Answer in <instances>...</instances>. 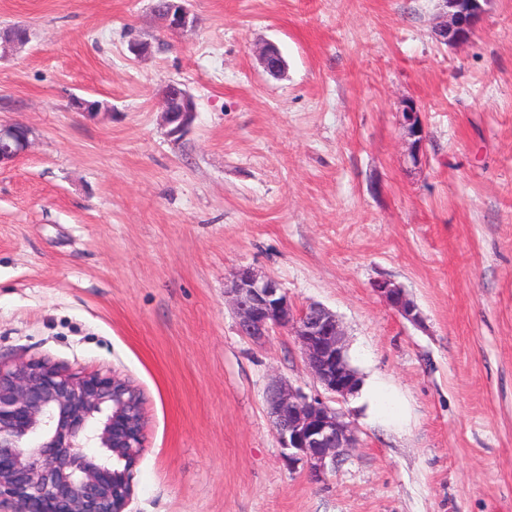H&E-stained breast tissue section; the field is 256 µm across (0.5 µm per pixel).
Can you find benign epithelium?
<instances>
[{
    "label": "benign epithelium",
    "mask_w": 512,
    "mask_h": 512,
    "mask_svg": "<svg viewBox=\"0 0 512 512\" xmlns=\"http://www.w3.org/2000/svg\"><path fill=\"white\" fill-rule=\"evenodd\" d=\"M440 2L436 35L457 47L470 41L490 0ZM163 18L175 33L193 25L190 11L178 0H168ZM260 61L272 75L285 66L273 44L262 49ZM165 114L171 133H181L194 118L192 97L179 91ZM399 121L411 138L408 159L418 165L426 135L417 106L402 105ZM29 135L23 126L0 124V165L27 149ZM372 288L405 319L421 322L418 306L403 288L389 280ZM224 295L242 336L260 344L272 331L285 329L327 392L346 399L357 391L360 378L349 364L346 333L333 312L316 303L294 307L278 280L247 267L233 273ZM264 400L282 458L290 466L303 464L311 477H324L356 447L354 428L343 413L287 380L271 378ZM144 427L139 391L115 375L76 377L46 361L0 366V509L125 512Z\"/></svg>",
    "instance_id": "benign-epithelium-1"
}]
</instances>
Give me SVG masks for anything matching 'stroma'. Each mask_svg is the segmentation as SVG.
<instances>
[{
    "mask_svg": "<svg viewBox=\"0 0 512 512\" xmlns=\"http://www.w3.org/2000/svg\"><path fill=\"white\" fill-rule=\"evenodd\" d=\"M186 5L174 33L154 0H0V29L30 32L0 59V122L32 132L0 167V365L140 391L125 512H512V0L459 47L438 0ZM173 82L196 106L176 136ZM243 267L346 330L363 388L336 407L358 446L322 479L282 460L263 406L274 375L321 387L287 331L239 335L224 288ZM398 113L400 125L412 139V141L408 143V159L413 165H419L421 162L423 143L426 138L420 112L413 102H406L402 105ZM372 288L405 319L413 323L421 322V312L415 302L406 294L404 288L389 280L377 281Z\"/></svg>",
    "mask_w": 512,
    "mask_h": 512,
    "instance_id": "35a3bbf8",
    "label": "stroma"
}]
</instances>
